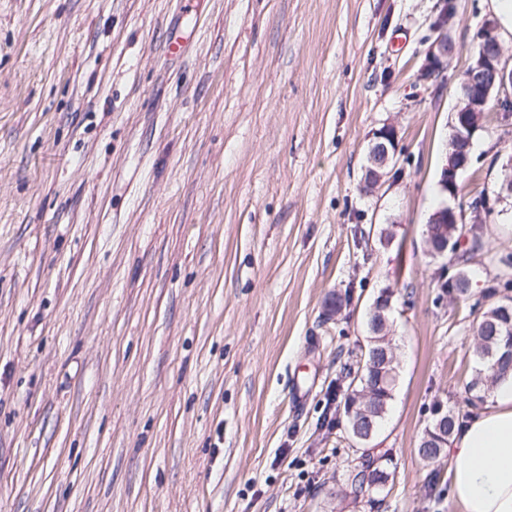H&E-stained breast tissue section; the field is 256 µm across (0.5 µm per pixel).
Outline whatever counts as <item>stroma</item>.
Masks as SVG:
<instances>
[{
  "instance_id": "1",
  "label": "stroma",
  "mask_w": 512,
  "mask_h": 512,
  "mask_svg": "<svg viewBox=\"0 0 512 512\" xmlns=\"http://www.w3.org/2000/svg\"><path fill=\"white\" fill-rule=\"evenodd\" d=\"M440 2L0 0V512H371L346 482L359 451L322 421L384 289L380 512H459L418 446L435 405L467 408L476 309L512 255V114L490 106L444 192L495 15L452 0L434 82ZM386 124L397 163L367 193ZM482 194L456 300L425 228ZM447 19L448 14L443 12L440 14L435 25L437 36L426 51L425 62L423 64V75L426 79L440 76L443 70V64L448 60V55L451 53L448 45V35L445 32ZM470 244L466 249L459 251L456 254V261L462 264L461 271L463 277L458 281L456 288H453L454 283L451 285V290L457 294L456 297H466L469 292L468 280L470 278V266L476 258L477 253L482 250L483 243L479 236L472 233L471 238H468Z\"/></svg>"
}]
</instances>
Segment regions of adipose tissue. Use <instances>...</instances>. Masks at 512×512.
<instances>
[{"mask_svg":"<svg viewBox=\"0 0 512 512\" xmlns=\"http://www.w3.org/2000/svg\"><path fill=\"white\" fill-rule=\"evenodd\" d=\"M444 452L461 512H512V374L454 431Z\"/></svg>","mask_w":512,"mask_h":512,"instance_id":"ef3b65f1","label":"adipose tissue"}]
</instances>
